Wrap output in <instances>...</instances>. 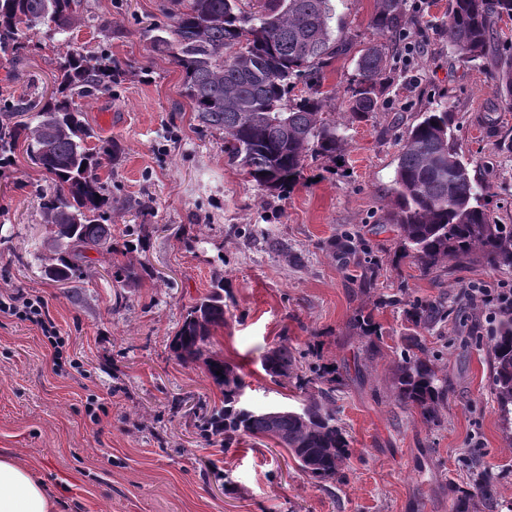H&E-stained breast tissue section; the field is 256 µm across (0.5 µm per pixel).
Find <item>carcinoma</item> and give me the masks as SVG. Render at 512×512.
Wrapping results in <instances>:
<instances>
[{"instance_id":"cac0c4a2","label":"carcinoma","mask_w":512,"mask_h":512,"mask_svg":"<svg viewBox=\"0 0 512 512\" xmlns=\"http://www.w3.org/2000/svg\"><path fill=\"white\" fill-rule=\"evenodd\" d=\"M172 23L153 28L151 49L184 74V93L206 126L224 131V154L239 163L258 187L285 191L303 179L310 157H342L345 134L324 116L320 91L324 70L349 42L336 34L334 0H260L246 13L239 0H170ZM373 28L385 39L363 50L346 94L348 111L365 119L386 89L388 57L407 0H378ZM512 17V0H449L448 42L462 61L487 68L497 94L512 101V49L498 43L495 22ZM92 20L85 0H0V53L20 61L30 33L44 25L63 37L56 45L57 88L50 95L4 100L0 121V173L16 165L18 149L45 172L49 184L38 193L43 222L55 228L45 257L55 281L73 278L86 252L110 253L112 193L100 170L118 158L110 139L93 138L80 101L108 92L124 69L105 44L74 49L64 39ZM310 93L292 97L298 82ZM402 256L430 273L445 262L455 267L487 264L512 269V225L493 224L485 210V188L471 178L454 138V116L446 109L425 112L408 133L395 171ZM414 326L433 328L448 317L435 302L411 304ZM224 325V279L201 297L172 339L176 358L203 365L220 388L222 406L199 417L197 428L209 444L229 448L243 436L262 437L288 449L300 470L319 481L339 474L349 443L336 423V369L308 367L296 376L301 390L315 389L301 415L275 418L239 407L244 388L237 366L210 349L212 331ZM359 335H377L372 317L357 314ZM492 383L498 413L512 423V312L501 316L490 338ZM297 357L288 344L269 351L263 368L272 377H291ZM221 374H216V371ZM397 399L431 421L446 396L434 363L418 336L406 338L395 372Z\"/></svg>"}]
</instances>
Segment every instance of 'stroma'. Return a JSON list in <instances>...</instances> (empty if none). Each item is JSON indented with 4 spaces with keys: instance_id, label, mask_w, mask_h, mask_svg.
Returning a JSON list of instances; mask_svg holds the SVG:
<instances>
[{
    "instance_id": "35a3bbf8",
    "label": "stroma",
    "mask_w": 512,
    "mask_h": 512,
    "mask_svg": "<svg viewBox=\"0 0 512 512\" xmlns=\"http://www.w3.org/2000/svg\"><path fill=\"white\" fill-rule=\"evenodd\" d=\"M449 0H407L410 55L390 54L378 109L359 120L345 107L355 62L373 33L377 0H338L336 24L350 43L325 71L335 97L327 119L346 127L340 163L307 162L304 177L277 194L260 189L224 157V135L204 126L184 95V75L152 53L150 30L169 22L168 0H88L94 19L68 35L72 46L108 42L126 63L111 91L85 105L87 125L117 141L112 164V253L61 284L45 273L49 253L37 193L40 169L20 158L0 177V296L43 299L60 345L38 324L0 313V454L31 466L58 512H455L479 467L496 488L479 512H512V439L492 389L484 307L475 283L512 282L485 264L422 274L400 256L390 221L398 156L420 112L448 108L463 158L485 183L494 223L512 224V105L489 71L454 56L445 29ZM111 22L103 34L98 20ZM56 51L32 36L22 63L0 59V100L54 88ZM142 225L126 252L129 227ZM350 234L347 249L330 242ZM147 265L132 281L118 268ZM224 280V325L211 348L240 366L243 406H301L294 380L266 374L262 359L281 343L336 367V417L350 456L336 481L316 482L285 448L250 438L218 451L196 417L222 394L170 341L183 317ZM400 295L402 304H386ZM443 301L448 317L417 332L407 305ZM372 314L379 341L367 350L353 328ZM420 334L448 399L425 422L394 397L405 336Z\"/></svg>"
}]
</instances>
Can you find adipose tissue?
<instances>
[{"label": "adipose tissue", "instance_id": "obj_1", "mask_svg": "<svg viewBox=\"0 0 512 512\" xmlns=\"http://www.w3.org/2000/svg\"><path fill=\"white\" fill-rule=\"evenodd\" d=\"M0 512H56V499L33 469L0 456Z\"/></svg>", "mask_w": 512, "mask_h": 512}]
</instances>
